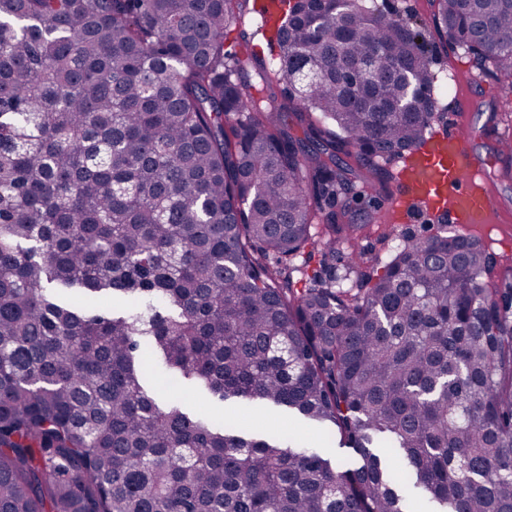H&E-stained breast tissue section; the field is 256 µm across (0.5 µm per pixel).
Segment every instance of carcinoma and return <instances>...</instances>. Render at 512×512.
I'll use <instances>...</instances> for the list:
<instances>
[{
	"label": "carcinoma",
	"mask_w": 512,
	"mask_h": 512,
	"mask_svg": "<svg viewBox=\"0 0 512 512\" xmlns=\"http://www.w3.org/2000/svg\"><path fill=\"white\" fill-rule=\"evenodd\" d=\"M0 0V512H512V274L475 237L361 236L435 119L384 0ZM512 94V0H432ZM317 265L294 281L292 258ZM150 356L297 438L161 404ZM261 20L257 16V13L246 14L245 22L242 26L237 27V29L230 34V38H237L238 41H241L240 34L244 32L245 39L247 41L250 40L252 44H258L257 50H260L261 53L264 54L266 58L271 59V48L270 42L268 40L272 37L273 33L264 32V36L262 34H256V30L258 29V24ZM254 37V38H253ZM378 225L381 224H369L365 236L360 239L355 245L347 244V251H351L353 249H364L366 251L372 252L373 254L378 255L380 260L386 261L389 258V255L385 252L382 244L379 242V233L381 232V227L378 228Z\"/></svg>",
	"instance_id": "obj_1"
}]
</instances>
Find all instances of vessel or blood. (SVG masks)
Returning <instances> with one entry per match:
<instances>
[{"instance_id":"b4317fda","label":"vessel or blood","mask_w":512,"mask_h":512,"mask_svg":"<svg viewBox=\"0 0 512 512\" xmlns=\"http://www.w3.org/2000/svg\"><path fill=\"white\" fill-rule=\"evenodd\" d=\"M468 110L466 98H457L447 129L432 134L399 170L401 191L386 207L391 218L406 221L418 204L444 215L463 231L491 223L497 199L483 162L470 148L473 131L466 121Z\"/></svg>"}]
</instances>
